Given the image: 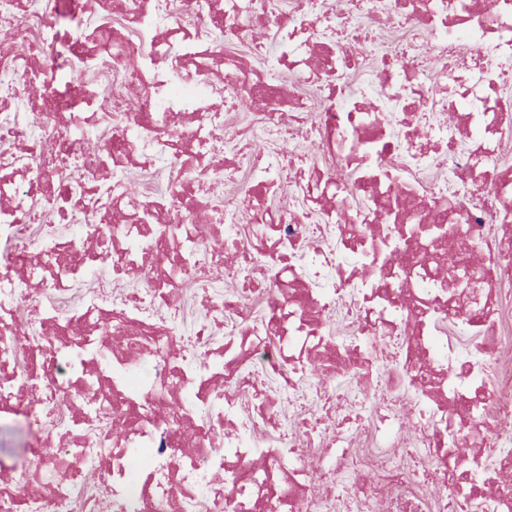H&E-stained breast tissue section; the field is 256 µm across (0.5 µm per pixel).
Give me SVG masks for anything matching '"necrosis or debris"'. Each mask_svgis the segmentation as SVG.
Wrapping results in <instances>:
<instances>
[{
  "mask_svg": "<svg viewBox=\"0 0 512 512\" xmlns=\"http://www.w3.org/2000/svg\"><path fill=\"white\" fill-rule=\"evenodd\" d=\"M0 29V414L41 434L8 501L512 512V0H0ZM283 68L335 83L313 103ZM297 171L299 202L269 206ZM205 183L224 190L207 219ZM257 367L287 372L274 397Z\"/></svg>",
  "mask_w": 512,
  "mask_h": 512,
  "instance_id": "necrosis-or-debris-1",
  "label": "necrosis or debris"
}]
</instances>
